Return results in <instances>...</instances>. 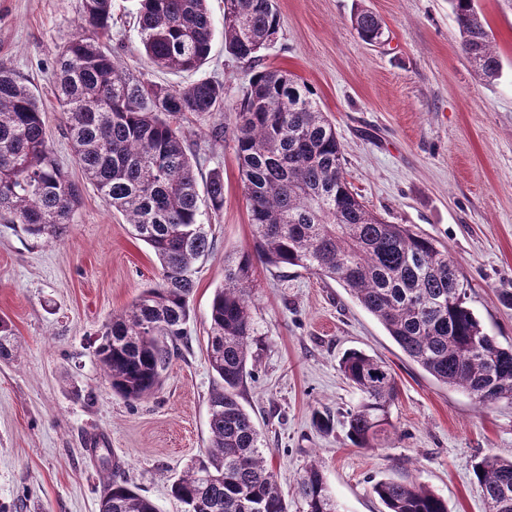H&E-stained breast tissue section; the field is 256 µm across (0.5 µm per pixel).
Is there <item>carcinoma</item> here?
I'll use <instances>...</instances> for the list:
<instances>
[{"instance_id":"carcinoma-1","label":"carcinoma","mask_w":512,"mask_h":512,"mask_svg":"<svg viewBox=\"0 0 512 512\" xmlns=\"http://www.w3.org/2000/svg\"><path fill=\"white\" fill-rule=\"evenodd\" d=\"M448 2L461 51L481 78L498 80L502 60L477 0ZM352 25L365 42H381L383 24L372 11L358 10ZM111 28L112 0H83L79 32L60 52L54 80L77 165L160 265L159 280L105 324L96 351L112 391L136 401L161 387L174 343L188 335L195 263L214 247L202 217L224 209L223 174H210L200 198L197 151L174 119L186 112L224 117V83L202 79L176 89L131 76L108 48ZM138 28L158 68L195 70L209 58L208 0H140ZM279 30L275 0H224V48L236 59L257 63ZM232 134L253 242L224 265V285L210 306L207 354L217 377L211 439L171 485L181 512H289L267 464L269 448L240 403L257 333L250 295L258 263L337 282L436 381L484 406L512 402V345L489 335L469 306L468 281L448 248L407 224L387 223L359 201L336 127L306 84L280 69L256 71L235 105ZM80 199L34 91L0 69V220L37 239H58ZM15 350L12 326L1 318L0 359ZM339 369L361 394L347 412L348 438L358 448L383 447L397 396L390 366L353 350ZM473 474L486 512H512V459L487 455ZM372 492L385 512H448L441 496L415 481L379 480ZM296 495L304 512H341L316 462L300 475ZM100 512L156 507L115 474Z\"/></svg>"}]
</instances>
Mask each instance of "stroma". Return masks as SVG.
I'll return each mask as SVG.
<instances>
[{"instance_id":"obj_1","label":"stroma","mask_w":512,"mask_h":512,"mask_svg":"<svg viewBox=\"0 0 512 512\" xmlns=\"http://www.w3.org/2000/svg\"><path fill=\"white\" fill-rule=\"evenodd\" d=\"M281 30L261 64L309 85L343 144L346 177L367 208L446 246L470 283V304L487 332L512 344V9L479 0L503 60L499 80L479 77L459 47L448 0H276ZM385 27L378 44L351 24L357 7ZM211 54L193 71L155 69L137 30V0H112L111 48L133 74L174 88L224 83V123L252 75L224 48V0H208ZM82 0H0V67L35 90L58 161L77 181L53 82L58 55L77 32ZM210 118L185 114L181 130L200 155L198 183L224 175V210L213 218L212 253L199 263L187 339L178 341L162 387L129 401L113 393L96 349L104 324L159 277L152 250L91 184L67 234L35 239L0 223V317L17 351L0 360V512H99L112 470L159 512H180L172 482L206 449L216 384L206 352L208 312L224 264L253 239L232 134L212 140ZM257 334L240 402L267 443L290 512L294 487L318 461L344 512H384L381 479L414 480L448 512H484L472 467L512 457V403L484 408L410 361L378 320L337 282L296 268L257 265L251 293ZM356 349L394 370L387 448L355 447L344 415L359 392L341 375ZM330 410L331 432L313 424ZM111 448L101 463L98 448Z\"/></svg>"}]
</instances>
